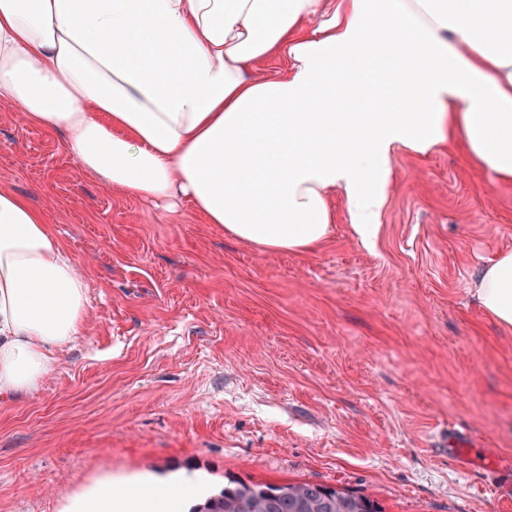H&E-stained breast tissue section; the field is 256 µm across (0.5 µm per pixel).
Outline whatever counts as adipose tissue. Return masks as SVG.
I'll return each instance as SVG.
<instances>
[{
    "label": "adipose tissue",
    "mask_w": 512,
    "mask_h": 512,
    "mask_svg": "<svg viewBox=\"0 0 512 512\" xmlns=\"http://www.w3.org/2000/svg\"><path fill=\"white\" fill-rule=\"evenodd\" d=\"M0 0V103L63 135L136 200L185 202L267 251L332 232L329 194L371 232L397 148L450 140L512 182V0ZM467 43L470 53L458 50ZM287 54L286 74L254 62ZM472 293L512 332V252ZM88 288L28 196L0 185V394H29L77 335ZM143 482L97 479L65 512H154Z\"/></svg>",
    "instance_id": "ef3b65f1"
}]
</instances>
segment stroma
Listing matches in <instances>:
<instances>
[{"mask_svg":"<svg viewBox=\"0 0 512 512\" xmlns=\"http://www.w3.org/2000/svg\"><path fill=\"white\" fill-rule=\"evenodd\" d=\"M391 170L369 239L339 190L326 241L271 253L105 186L0 103V183L46 213L89 288L56 370L0 396V512L166 470L333 485L383 512H512V334L470 293L512 251V182L454 142Z\"/></svg>","mask_w":512,"mask_h":512,"instance_id":"1","label":"stroma"}]
</instances>
